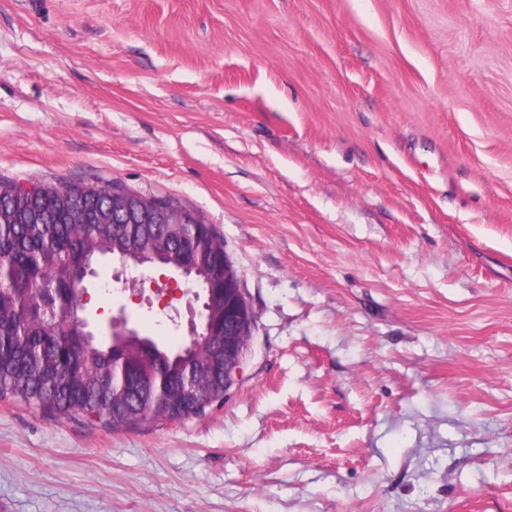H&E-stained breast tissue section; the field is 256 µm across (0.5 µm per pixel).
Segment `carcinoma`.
<instances>
[{"label": "carcinoma", "mask_w": 512, "mask_h": 512, "mask_svg": "<svg viewBox=\"0 0 512 512\" xmlns=\"http://www.w3.org/2000/svg\"><path fill=\"white\" fill-rule=\"evenodd\" d=\"M112 197L107 187L90 183L39 184L32 193L0 182V257L9 262V287L0 290V397L10 396L30 408L55 416L105 420L114 427L166 419L178 402L172 392L190 374L196 401L177 411L179 418L199 414L224 397L222 378L205 365L193 347H167L149 336H137L145 348L125 355L109 340L80 343L73 338L65 309H42V289L60 291L64 304L76 302L85 282L72 270L86 253L116 259L122 249L155 246L161 225L125 224L112 234ZM195 224L196 240L170 226L167 249L176 260L194 265L200 281L224 265L218 245L199 253L193 242L220 239L203 217L185 212Z\"/></svg>", "instance_id": "cac0c4a2"}]
</instances>
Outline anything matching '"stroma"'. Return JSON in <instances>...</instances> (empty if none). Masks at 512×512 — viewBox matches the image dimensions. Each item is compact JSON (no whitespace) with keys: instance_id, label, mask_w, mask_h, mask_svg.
Wrapping results in <instances>:
<instances>
[{"instance_id":"35a3bbf8","label":"stroma","mask_w":512,"mask_h":512,"mask_svg":"<svg viewBox=\"0 0 512 512\" xmlns=\"http://www.w3.org/2000/svg\"><path fill=\"white\" fill-rule=\"evenodd\" d=\"M0 181L201 213L254 317L200 416L0 398V512H512V0H0Z\"/></svg>"}]
</instances>
